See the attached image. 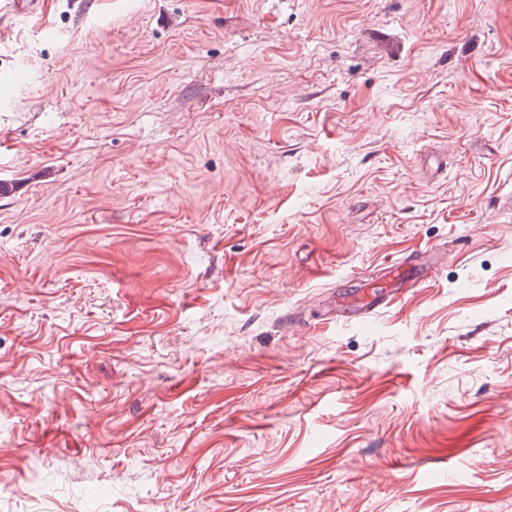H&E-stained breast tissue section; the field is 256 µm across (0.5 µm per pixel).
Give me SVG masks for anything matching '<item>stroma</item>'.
<instances>
[{
  "mask_svg": "<svg viewBox=\"0 0 512 512\" xmlns=\"http://www.w3.org/2000/svg\"><path fill=\"white\" fill-rule=\"evenodd\" d=\"M0 25V512H512V0ZM387 286L385 291L362 286L355 295L339 294L336 299V313L347 323L368 324L383 310L392 306L410 288L432 276L433 269L427 261L407 257L385 268Z\"/></svg>",
  "mask_w": 512,
  "mask_h": 512,
  "instance_id": "obj_1",
  "label": "stroma"
}]
</instances>
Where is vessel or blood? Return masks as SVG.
Segmentation results:
<instances>
[{
	"label": "vessel or blood",
	"mask_w": 512,
	"mask_h": 512,
	"mask_svg": "<svg viewBox=\"0 0 512 512\" xmlns=\"http://www.w3.org/2000/svg\"><path fill=\"white\" fill-rule=\"evenodd\" d=\"M432 267L428 262L413 257L401 259L386 269L385 290L361 289L357 294L338 295L336 311L346 322L367 324L383 310L392 306L410 288L431 277Z\"/></svg>",
	"instance_id": "obj_1"
}]
</instances>
